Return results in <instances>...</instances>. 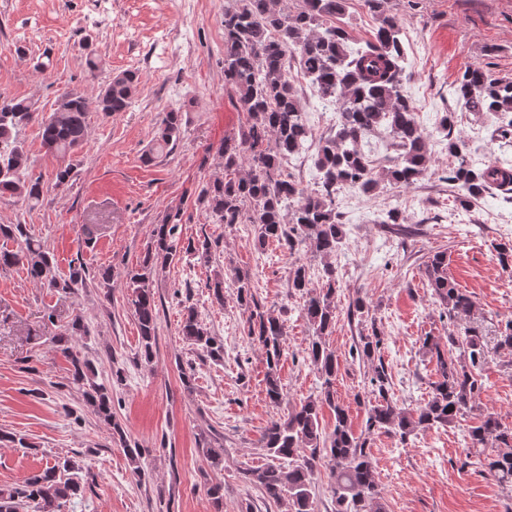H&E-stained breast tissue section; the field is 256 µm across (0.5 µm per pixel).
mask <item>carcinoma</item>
<instances>
[{
  "instance_id": "cac0c4a2",
  "label": "carcinoma",
  "mask_w": 512,
  "mask_h": 512,
  "mask_svg": "<svg viewBox=\"0 0 512 512\" xmlns=\"http://www.w3.org/2000/svg\"><path fill=\"white\" fill-rule=\"evenodd\" d=\"M296 11L279 8L274 0H228L224 8V83L237 96L246 112L245 128L237 137L224 139L217 155L224 164V177L201 189L197 203L216 224L255 225L254 246L261 250L275 241L290 255L302 247L324 260L321 284L313 286L307 264L295 259L288 276L290 293L299 295L302 317L312 329L305 349L316 370L320 390L273 420L261 439L266 463L240 469L245 483L261 489L266 497L285 507V512H317L311 484L317 468L329 467L328 486L334 512H385L368 451L370 435L384 431L404 443L413 432L453 423L473 407L482 393L480 371L489 350L473 326H465L441 338L426 336L422 349L436 358L437 380L427 403L409 413L389 394L390 375L382 349L384 339L376 327L359 333L353 351L371 364L365 431L352 429L347 407L336 399L335 354L325 337L336 330V267L330 259L340 252L345 232L343 213L336 198L344 189L371 195L382 183L409 188L426 176L430 154L428 136L416 120V107L404 93L410 80L404 66L400 39L401 22L380 9L379 0H365L377 12L378 26L372 38L357 49L350 47V31L336 24L344 15L345 0H297ZM310 80L318 98L336 113L332 132L315 138L297 95L294 75ZM137 86L131 71L111 75L98 83L99 111L106 114L130 108ZM455 107L445 108L438 129L448 138V165L443 180L457 189L455 202L466 212L477 206L493 189L509 190L512 164L494 162L477 166L467 157L464 141L452 136L457 110L482 112L497 118L495 133L512 139V80L496 77L480 67L466 70L454 90ZM87 102L79 92H65L62 102L41 118L44 146L65 155L79 148L87 136ZM35 116L24 99L0 94V195L37 202L44 190L43 174L35 173L18 138L20 127ZM181 112L172 109L161 121L155 151L171 150L181 128ZM385 130L394 150L388 166L377 169L362 150L363 141ZM316 143L314 188L296 181L286 172L288 160ZM180 211L169 212L154 225L140 269L128 274L131 304L139 329L140 357L148 364L156 345L159 313L150 275L157 267L172 263L178 251ZM0 237L17 244L0 250V269L22 264L35 284L63 293H74L87 284L83 265H70L67 276L56 274L54 255L44 249L25 224H0ZM219 241L205 235L185 248V253L210 264ZM424 273L433 296L449 320L473 312L470 295L448 278L446 254L437 251L424 262ZM237 301L252 306L247 336L265 351L268 371L266 397L275 406L285 399L278 366L285 353V324L280 316L264 309L252 293L249 274L235 273ZM179 334L189 345L215 362L224 360V341L199 321L194 307L183 315ZM85 326L76 317L52 336L51 343L70 363L68 388L76 390L85 405L111 431L112 441L123 448L135 472L143 471L142 449L131 442L113 411L112 387L97 381L93 364L76 347ZM333 415L332 429L320 428L323 407ZM466 458L477 457L483 471L501 484L512 483V428L504 426L493 412L481 415L469 432ZM496 448L493 454L484 449ZM202 453L214 467L224 463V449L202 438ZM95 481L91 462L78 456H58L21 484L0 489V512H64L72 499Z\"/></svg>"
}]
</instances>
